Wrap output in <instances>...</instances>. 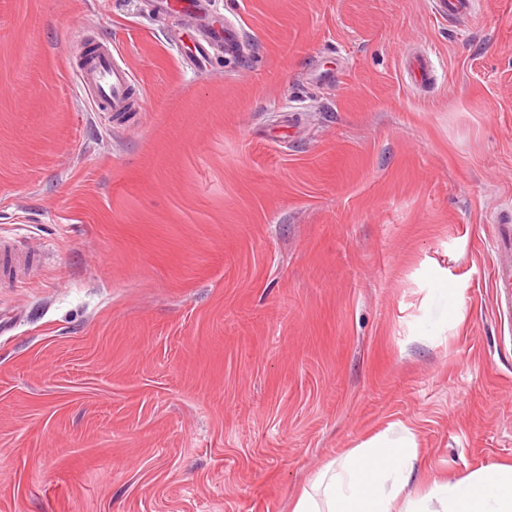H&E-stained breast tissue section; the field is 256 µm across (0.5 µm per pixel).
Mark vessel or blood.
I'll return each instance as SVG.
<instances>
[{
  "mask_svg": "<svg viewBox=\"0 0 512 512\" xmlns=\"http://www.w3.org/2000/svg\"><path fill=\"white\" fill-rule=\"evenodd\" d=\"M159 13L183 14L191 21L198 37L194 45L199 66H206L211 52L223 47L226 53H237L239 30L234 23L215 15L208 0H156ZM75 75L80 89L90 95L96 111L125 112L132 104L134 75L130 68L115 58L111 44L101 46L87 64L78 66ZM495 248L499 254L494 285L503 293L512 292V225L503 224L498 229Z\"/></svg>",
  "mask_w": 512,
  "mask_h": 512,
  "instance_id": "vessel-or-blood-1",
  "label": "vessel or blood"
}]
</instances>
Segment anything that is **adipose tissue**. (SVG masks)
<instances>
[{
	"label": "adipose tissue",
	"mask_w": 512,
	"mask_h": 512,
	"mask_svg": "<svg viewBox=\"0 0 512 512\" xmlns=\"http://www.w3.org/2000/svg\"><path fill=\"white\" fill-rule=\"evenodd\" d=\"M418 468L413 432L394 423L315 474L293 512H512V466L492 464L406 492Z\"/></svg>",
	"instance_id": "adipose-tissue-1"
}]
</instances>
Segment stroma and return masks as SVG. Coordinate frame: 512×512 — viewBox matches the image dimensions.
<instances>
[{
	"mask_svg": "<svg viewBox=\"0 0 512 512\" xmlns=\"http://www.w3.org/2000/svg\"><path fill=\"white\" fill-rule=\"evenodd\" d=\"M212 3L244 48L199 71L147 0H0V239L36 257L0 288V512H292L396 422L409 492L512 464V0ZM90 37L139 111L78 88ZM495 239V248L499 254L497 273L494 277L495 288L502 290L505 296L512 291V225L499 224Z\"/></svg>",
	"mask_w": 512,
	"mask_h": 512,
	"instance_id": "obj_1",
	"label": "stroma"
}]
</instances>
